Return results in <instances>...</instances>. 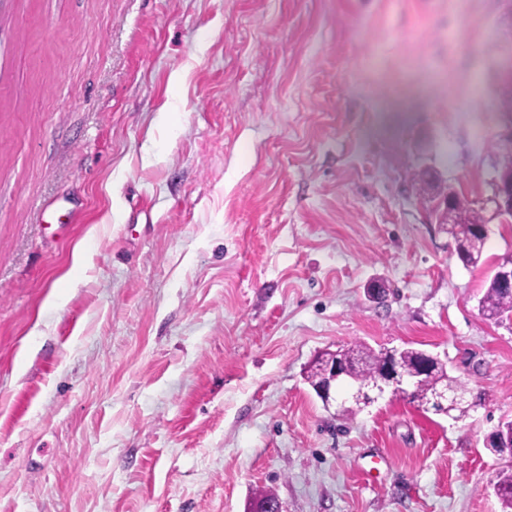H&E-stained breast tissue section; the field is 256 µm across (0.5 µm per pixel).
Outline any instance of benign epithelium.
Listing matches in <instances>:
<instances>
[{"mask_svg": "<svg viewBox=\"0 0 512 512\" xmlns=\"http://www.w3.org/2000/svg\"><path fill=\"white\" fill-rule=\"evenodd\" d=\"M481 206L491 210L492 217L503 224L512 223V160L505 162L493 180L491 194L481 201ZM434 360V355L424 352L413 375H406L400 367L397 352L392 351L380 380L371 388L365 389L348 384L346 370L336 360L323 367V379L317 388L325 405L363 403L371 406L386 398L400 397L402 392L411 391L413 378L425 375Z\"/></svg>", "mask_w": 512, "mask_h": 512, "instance_id": "obj_1", "label": "benign epithelium"}]
</instances>
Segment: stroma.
<instances>
[{
	"label": "stroma",
	"instance_id": "1",
	"mask_svg": "<svg viewBox=\"0 0 512 512\" xmlns=\"http://www.w3.org/2000/svg\"><path fill=\"white\" fill-rule=\"evenodd\" d=\"M508 112L512 0H0V512H504L512 223L464 266L419 173L486 197ZM354 344L482 402L337 416ZM481 312L498 321L512 319V288L502 287L492 276L488 287L479 301Z\"/></svg>",
	"mask_w": 512,
	"mask_h": 512
}]
</instances>
